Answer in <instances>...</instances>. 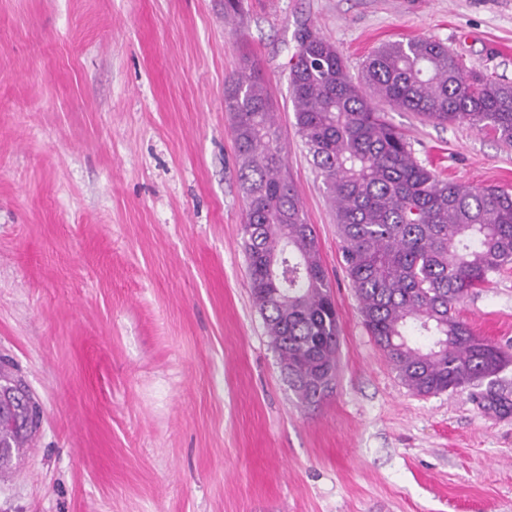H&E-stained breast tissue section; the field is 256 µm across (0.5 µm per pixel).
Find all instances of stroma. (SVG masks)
<instances>
[{"instance_id": "1", "label": "stroma", "mask_w": 512, "mask_h": 512, "mask_svg": "<svg viewBox=\"0 0 512 512\" xmlns=\"http://www.w3.org/2000/svg\"><path fill=\"white\" fill-rule=\"evenodd\" d=\"M0 0V358L40 404L0 512H512V414L421 396L367 332L294 128L304 32L351 74L430 37L512 82V0ZM257 64L339 317L316 404L255 304L224 82ZM388 119L441 177L512 189V148ZM512 351V268L458 306Z\"/></svg>"}]
</instances>
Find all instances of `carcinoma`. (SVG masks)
<instances>
[{"instance_id":"1","label":"carcinoma","mask_w":512,"mask_h":512,"mask_svg":"<svg viewBox=\"0 0 512 512\" xmlns=\"http://www.w3.org/2000/svg\"><path fill=\"white\" fill-rule=\"evenodd\" d=\"M294 126L336 210L340 250L363 323L403 383L419 395L479 389L512 354L475 335L458 304L512 265V193L440 178L417 161L385 108L435 126L465 123L512 146V83L466 73L430 38L379 47L353 77L336 45L301 35L289 65ZM244 193L251 290L288 383L321 400L335 372L339 323L312 225L284 174L267 86L243 57L224 83ZM499 413L512 403L481 393ZM27 404L0 417V441L28 447Z\"/></svg>"}]
</instances>
